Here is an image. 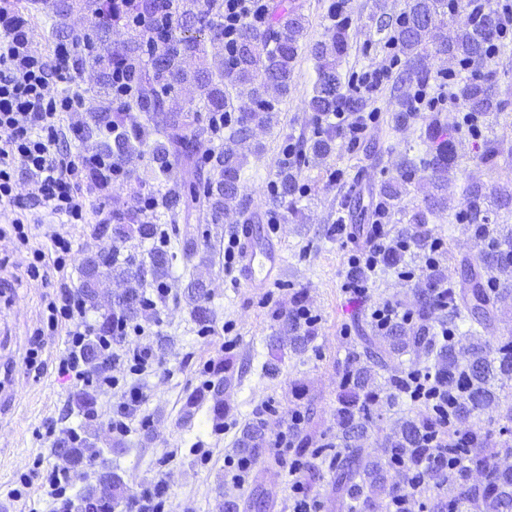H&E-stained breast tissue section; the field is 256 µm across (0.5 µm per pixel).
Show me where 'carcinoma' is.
<instances>
[{
  "label": "carcinoma",
  "instance_id": "cac0c4a2",
  "mask_svg": "<svg viewBox=\"0 0 512 512\" xmlns=\"http://www.w3.org/2000/svg\"><path fill=\"white\" fill-rule=\"evenodd\" d=\"M97 22L90 33L75 43V74L84 66H102L97 93L112 96V67L123 74L131 93L119 101L89 113L82 121L83 139L94 142L114 163L135 170L147 156L154 163L155 179L163 184L157 207L150 212L139 208L141 191L131 193V202L112 210V215L94 228V234L112 235V240L132 239L152 243L148 259L117 246L105 254H88L81 259L80 294L89 312L101 313L98 335L87 341L84 358L88 371L99 373L112 362L100 346L112 321L131 323L146 318L150 305L146 289L169 287L171 263L177 254L155 245L159 221L175 219L181 212L196 211L198 219L213 224L233 218L235 224H253L258 212L254 199L244 190V166L248 155L259 150L252 142L251 125L266 127L278 123L279 104L288 96L294 70L308 53L315 61L317 81L308 107L318 117L342 108L363 112L370 99L347 93L342 66L351 43L350 27L331 23L323 39L307 42L306 19L291 10L280 18L278 27L240 28L232 62L224 58V14L219 0H84ZM399 22L391 27L390 37L407 58L406 69L398 75V111L394 127L417 116L422 119L418 155L402 156L397 175L383 182L379 195L387 207L394 206L416 172L427 173L431 191L422 204L409 214L407 227L411 247L422 251L433 240L428 215L448 208V175L455 163V143L441 113L419 115L413 99L405 92L412 83L424 84L431 74L432 61L443 59L448 69L459 62L483 64L498 26V8L481 7L459 23L453 37L445 32L448 0H405ZM137 17L135 23L130 18ZM123 25L128 35L126 50L112 49V29ZM190 83L198 91L197 100L179 101L181 85ZM460 97L468 111L481 117H494L502 109L493 76L471 74L458 82ZM142 114L143 122L128 124V112ZM224 114L229 136L224 138L209 124L199 121L198 113ZM340 132L325 123L306 142L309 158L325 160L335 151ZM205 138L210 148L209 171L199 165L197 142ZM512 147L505 148L496 138H486L480 156L491 169L508 162ZM180 166L193 181L186 183L173 175ZM301 172L288 163L277 165L276 187L260 206L290 216L301 212ZM465 221L477 240L489 238L491 245L480 249L476 264H469L460 283L445 279L439 269L426 276L424 285L412 292L409 311L412 320H394L380 329L365 319L357 323V343L338 363L336 409L333 414L336 447L340 452L328 469L318 463L322 451L313 448L314 435L307 424L314 418V407L307 405L300 419L288 426L289 445L301 464V477L308 496L316 498L328 486L345 512H390L395 502L407 493L396 476L394 454H404L403 468L425 479L429 489L427 512H512V468L483 454L491 435L480 425L457 433V425L483 414L496 415L501 430L512 432V405L500 410L497 382L512 379V339L497 345L485 339L500 305L512 297V225L503 218L512 215V181L473 185L468 189ZM103 277L124 284L112 308L101 312L100 293L94 282ZM184 294L194 304L199 323L210 322L213 311L207 280L192 277ZM276 329L272 343L280 350L304 354L314 347L316 328L293 311L273 315ZM453 332L442 336L444 329ZM399 361L400 370L387 376L389 363ZM422 367L436 377L443 389L457 395L448 409V422L430 410L415 416L404 415L381 427L373 410L384 404L403 403L408 371ZM220 374L205 389L189 394L185 414L191 415L205 401L212 402L215 418L224 415V388L235 374L231 362L216 369ZM448 429V457L453 464L448 472L433 469L435 449L430 439ZM92 433L69 438L57 444L76 474L99 453L90 441ZM265 423L257 418L246 424L237 448L245 458L256 459L265 449ZM119 477L102 471L96 483L83 488L77 502L66 501L64 512H112ZM266 512L267 504L259 489L245 503L234 496L224 499L223 512Z\"/></svg>",
  "mask_w": 512,
  "mask_h": 512
}]
</instances>
